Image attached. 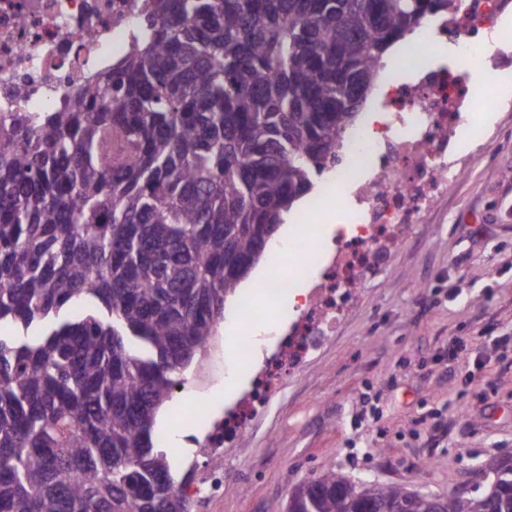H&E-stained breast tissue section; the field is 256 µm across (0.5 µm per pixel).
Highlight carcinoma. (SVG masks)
Masks as SVG:
<instances>
[{"mask_svg": "<svg viewBox=\"0 0 512 512\" xmlns=\"http://www.w3.org/2000/svg\"><path fill=\"white\" fill-rule=\"evenodd\" d=\"M457 0H144L56 112L0 121V512H191L155 417L397 42ZM432 497L512 512V460ZM293 512H427L329 467Z\"/></svg>", "mask_w": 512, "mask_h": 512, "instance_id": "obj_1", "label": "carcinoma"}]
</instances>
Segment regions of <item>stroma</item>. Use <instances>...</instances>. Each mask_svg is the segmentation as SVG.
Listing matches in <instances>:
<instances>
[{
    "label": "stroma",
    "mask_w": 512,
    "mask_h": 512,
    "mask_svg": "<svg viewBox=\"0 0 512 512\" xmlns=\"http://www.w3.org/2000/svg\"><path fill=\"white\" fill-rule=\"evenodd\" d=\"M505 57L474 94L490 113L458 160L454 180L422 222L406 225L385 266L358 280L333 333L298 368L285 373L266 405L226 438L220 451L224 488L192 500V512H284L294 487L332 466L360 480L445 494L466 483L484 459L512 457V43H494ZM304 297L273 299L271 326L250 335L238 299L209 351L183 375L169 400L167 426L157 427L175 474L193 468L202 485L213 465L204 438L232 415L256 376L280 351L301 318ZM242 336V381L224 389L228 331ZM463 341L469 376L448 367V345ZM200 427L190 449L173 434Z\"/></svg>",
    "instance_id": "1"
}]
</instances>
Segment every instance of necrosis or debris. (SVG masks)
Wrapping results in <instances>:
<instances>
[{
    "mask_svg": "<svg viewBox=\"0 0 512 512\" xmlns=\"http://www.w3.org/2000/svg\"><path fill=\"white\" fill-rule=\"evenodd\" d=\"M142 0H0V117L59 107L97 71L127 51ZM512 13V0H461L456 13L434 28L452 36L461 56L496 67L482 38ZM400 81L385 75L380 92L389 114L374 128L359 127L336 176L351 186L356 229L328 261L323 282L309 292L307 311L283 339L284 355L271 361L248 399L224 425L234 433L269 398L280 376L300 364L327 336L341 303L367 270L379 268L399 229L422 218L435 195L454 178L448 161L450 134L470 106L466 77L447 67H424Z\"/></svg>",
    "mask_w": 512,
    "mask_h": 512,
    "instance_id": "1",
    "label": "necrosis or debris"
}]
</instances>
